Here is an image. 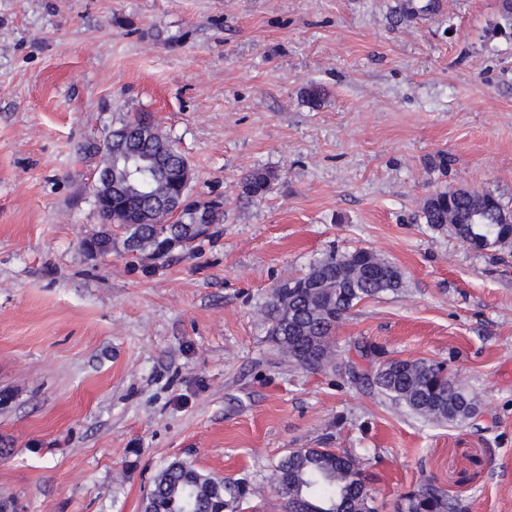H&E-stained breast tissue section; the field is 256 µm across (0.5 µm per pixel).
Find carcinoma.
Listing matches in <instances>:
<instances>
[{
	"label": "carcinoma",
	"mask_w": 512,
	"mask_h": 512,
	"mask_svg": "<svg viewBox=\"0 0 512 512\" xmlns=\"http://www.w3.org/2000/svg\"><path fill=\"white\" fill-rule=\"evenodd\" d=\"M442 0H401L393 22L401 25L420 15L440 12ZM325 90L315 84L304 88L310 108L322 106ZM174 143L157 132L142 144L139 158L127 164L112 144V152H101L100 170L137 169L126 189L112 205L98 206L103 220L124 230L125 252L134 260L146 257L153 267L172 257V245L192 248L199 232L192 224L191 210L178 216L156 213L150 224H126L124 212L136 210L149 197L168 198L184 192L183 172L187 158L172 148L167 162L157 161L158 149ZM274 175L256 166L241 179L242 196L258 198L271 188ZM420 219L434 230H446L477 251H500L512 247V208L500 197L471 188H449L430 194ZM112 234L101 227L90 248L110 252ZM404 285L402 272L370 248L331 250L298 276L288 279L271 294V340L275 347L300 365L315 369L324 356L336 353L333 335L339 323L360 302ZM373 382L379 391L412 413L428 420L462 425L477 408L465 385L445 366L427 359H391L380 366ZM367 476L348 454L331 448H293L271 474L272 488L283 512H374L366 485ZM250 494L246 479H224L197 469L187 460L175 459L153 479L143 512H238ZM455 498L427 479L402 496L396 512H459Z\"/></svg>",
	"instance_id": "obj_1"
}]
</instances>
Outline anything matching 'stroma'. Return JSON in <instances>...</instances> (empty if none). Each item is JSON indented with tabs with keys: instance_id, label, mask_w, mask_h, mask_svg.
Here are the masks:
<instances>
[{
	"instance_id": "35a3bbf8",
	"label": "stroma",
	"mask_w": 512,
	"mask_h": 512,
	"mask_svg": "<svg viewBox=\"0 0 512 512\" xmlns=\"http://www.w3.org/2000/svg\"><path fill=\"white\" fill-rule=\"evenodd\" d=\"M398 0H0V503L141 512L185 459L250 481L244 512H282L270 475L293 448L357 459L377 512L420 481L462 512H512V249L421 224L440 188L512 207V37L500 0H443L396 27ZM318 84L317 110L302 100ZM153 115L224 219L152 271L83 247L97 145ZM448 156L447 172L430 159ZM274 175L239 194L253 166ZM404 273L336 330L316 369L279 353L273 289L331 249ZM382 359L447 362L478 412L457 427L366 379ZM274 175L268 169L255 166L241 179L239 188L242 196L246 198L263 197L271 188Z\"/></svg>"
}]
</instances>
